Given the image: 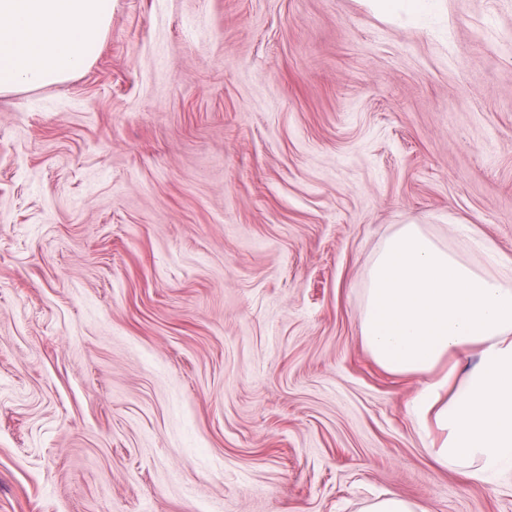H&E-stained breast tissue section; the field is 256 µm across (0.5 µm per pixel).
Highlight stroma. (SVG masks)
<instances>
[{"label": "stroma", "instance_id": "35a3bbf8", "mask_svg": "<svg viewBox=\"0 0 512 512\" xmlns=\"http://www.w3.org/2000/svg\"><path fill=\"white\" fill-rule=\"evenodd\" d=\"M404 224L512 257V0H112L0 95V512H512L363 343ZM377 10L384 15L405 12L414 17L422 15L428 8L430 0H376ZM426 506L410 502L396 495L378 498L367 506L365 512H428Z\"/></svg>", "mask_w": 512, "mask_h": 512}]
</instances>
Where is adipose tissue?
<instances>
[{
    "instance_id": "1",
    "label": "adipose tissue",
    "mask_w": 512,
    "mask_h": 512,
    "mask_svg": "<svg viewBox=\"0 0 512 512\" xmlns=\"http://www.w3.org/2000/svg\"><path fill=\"white\" fill-rule=\"evenodd\" d=\"M112 0H0V94L64 82L98 57ZM481 271L416 224L387 238L368 274L361 334L376 362L418 375L421 429L441 433L429 453L469 480L512 474V260ZM476 351L464 375H437L454 352Z\"/></svg>"
}]
</instances>
